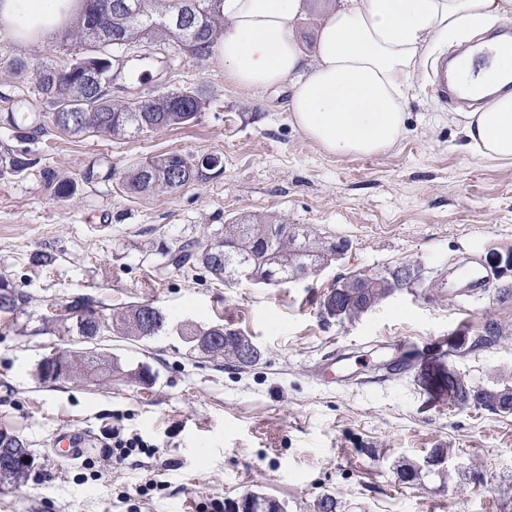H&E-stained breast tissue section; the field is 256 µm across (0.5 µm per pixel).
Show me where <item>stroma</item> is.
<instances>
[{"label": "stroma", "instance_id": "obj_1", "mask_svg": "<svg viewBox=\"0 0 512 512\" xmlns=\"http://www.w3.org/2000/svg\"><path fill=\"white\" fill-rule=\"evenodd\" d=\"M482 40L432 49L410 81L407 136L375 156L326 154L290 123L283 99L239 89L217 57L181 50L166 83L148 73L130 92L202 90L211 104L194 123L135 137L45 124L29 145L35 168L0 178V282L25 297L17 314L0 316V430L34 457L21 486L0 484V512H213V501L247 493L286 512H312L326 493L342 512H512V413L450 399L459 379L512 385V297L498 296L512 288V162L474 157L460 116L430 89L443 57ZM19 99L32 114L46 110L34 79L0 68V113ZM170 151L218 155L223 171L172 194L123 190L124 174ZM91 166L99 177L84 181ZM47 170L74 183L70 198L53 196ZM244 215L307 224L346 247L309 279L279 287L166 266L168 250L217 237ZM37 253L52 262L34 263ZM473 256L491 280L469 302L405 288L352 321L323 312L344 277L403 266L428 277ZM81 299L105 319L146 303L167 315L168 335L132 342L106 332L97 342L148 368L151 384L36 378L43 357L71 348L59 317ZM488 319L506 334L474 347ZM213 323L247 336L260 361L241 368L193 353L181 329ZM398 348L407 370L384 374ZM333 349L368 355L365 384L319 376L315 363ZM66 425L137 434L157 450L122 458L102 448L62 464L53 445ZM439 444L445 470L398 479V463L425 464Z\"/></svg>", "mask_w": 512, "mask_h": 512}]
</instances>
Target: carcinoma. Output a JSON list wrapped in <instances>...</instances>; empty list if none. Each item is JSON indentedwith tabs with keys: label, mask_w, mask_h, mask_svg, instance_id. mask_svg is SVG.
<instances>
[{
	"label": "carcinoma",
	"mask_w": 512,
	"mask_h": 512,
	"mask_svg": "<svg viewBox=\"0 0 512 512\" xmlns=\"http://www.w3.org/2000/svg\"><path fill=\"white\" fill-rule=\"evenodd\" d=\"M122 0H81L82 9L67 31V37L87 46L91 55L99 58L128 56V44H107L105 32L126 33L135 43L169 45L177 50L190 40L200 44L195 58L204 60L213 54V48L224 29L222 0H132L133 10L121 11ZM188 12L194 19L188 29L177 28L173 19ZM171 57H158L145 53L132 59V66L168 67ZM0 65L19 75L31 73L35 76L38 92L43 95L50 109L53 125L65 132L79 134L86 131L104 133L116 137H134L144 132H153L169 127L188 125L194 122L210 101L198 90L174 89L161 96L147 100H114L101 93V88L87 85L74 67L73 58L47 56L33 64L25 59L0 53ZM195 156L182 152H168L153 156L129 171L122 181L131 194H169L178 191L195 177L185 172L178 174V166L193 167ZM36 160L30 157L25 146L0 144V177L18 176L33 166ZM345 243L316 236L307 224L287 225L273 218L255 219L240 217L224 225V236L209 243L187 242L167 253V266L182 268L199 266L213 280L222 283L234 277L255 284L283 285L305 278L313 273L318 263L344 251ZM393 271L376 278L371 288H333L325 295L323 312L333 317L330 309L339 310L343 320H354L386 299L392 287L387 279ZM23 295L6 284H0V313L16 314ZM151 316V329L142 333L135 328L143 314ZM167 315L150 303L130 305L112 314L110 320H75L68 331L75 335L88 336L105 331L115 332L131 341H140L168 333ZM505 330L495 320H486L483 330L474 340L476 346H487L496 342ZM189 336L218 341L193 350L212 359L224 358L234 361L239 367H250L261 359V351L249 361L240 356L244 336L226 329L222 324L184 330ZM55 362L65 364L70 379L85 380L92 376L112 377L124 375L120 360L97 351L92 347L79 351L60 350L44 357L37 365V376L46 382L48 371ZM453 402L457 405L477 404L487 410L500 413L512 412V387L476 388L465 382L452 386ZM224 512H285L281 503L247 494ZM314 512H341V503L332 494L321 495L314 504Z\"/></svg>",
	"instance_id": "1"
}]
</instances>
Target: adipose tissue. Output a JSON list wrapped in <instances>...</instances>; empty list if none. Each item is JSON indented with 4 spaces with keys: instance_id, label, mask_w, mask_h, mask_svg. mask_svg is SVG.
Here are the masks:
<instances>
[{
    "instance_id": "ef3b65f1",
    "label": "adipose tissue",
    "mask_w": 512,
    "mask_h": 512,
    "mask_svg": "<svg viewBox=\"0 0 512 512\" xmlns=\"http://www.w3.org/2000/svg\"><path fill=\"white\" fill-rule=\"evenodd\" d=\"M79 0H0V28L24 44L53 37ZM305 0H224L217 41L224 76L252 91H285L292 123L330 154L376 155L407 134L405 89L430 48L512 23V0H342L322 18L305 53L295 21ZM481 106L464 113L466 147L512 162V41L496 37L454 64Z\"/></svg>"
}]
</instances>
